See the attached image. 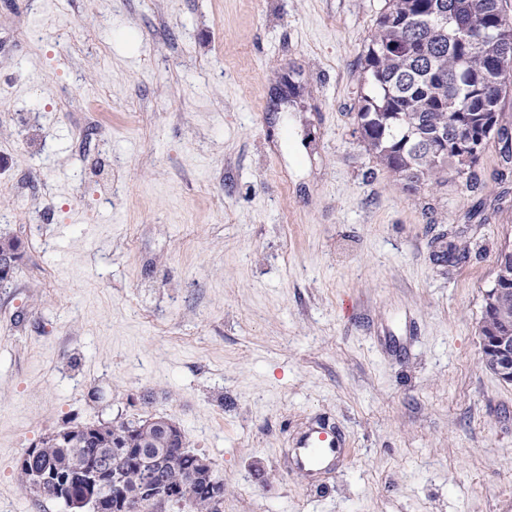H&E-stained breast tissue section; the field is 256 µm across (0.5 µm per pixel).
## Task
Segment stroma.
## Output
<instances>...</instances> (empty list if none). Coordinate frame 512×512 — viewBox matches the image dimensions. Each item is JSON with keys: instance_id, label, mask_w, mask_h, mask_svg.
Listing matches in <instances>:
<instances>
[{"instance_id": "stroma-1", "label": "stroma", "mask_w": 512, "mask_h": 512, "mask_svg": "<svg viewBox=\"0 0 512 512\" xmlns=\"http://www.w3.org/2000/svg\"><path fill=\"white\" fill-rule=\"evenodd\" d=\"M382 2L0 0V236L22 253L0 512H66L17 469L50 432L153 417L208 458L224 512H512V384L480 336L512 163L494 139L476 187L409 193L369 155ZM443 235L466 259L434 261ZM318 416L349 451L315 485L282 453Z\"/></svg>"}]
</instances>
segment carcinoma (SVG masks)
<instances>
[{"instance_id": "cac0c4a2", "label": "carcinoma", "mask_w": 512, "mask_h": 512, "mask_svg": "<svg viewBox=\"0 0 512 512\" xmlns=\"http://www.w3.org/2000/svg\"><path fill=\"white\" fill-rule=\"evenodd\" d=\"M364 85L356 113L359 139L413 193L427 178L471 183L488 142H504L503 94L512 83V16L501 0H385L364 55ZM495 288L509 292L491 318L512 323V248L497 256ZM39 454L18 465L23 487L44 470L93 469L115 476L104 512H221L205 458L185 447V435L162 419L77 426L40 442ZM189 494L185 504L169 492Z\"/></svg>"}]
</instances>
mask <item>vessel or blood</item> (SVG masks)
<instances>
[{
    "instance_id": "b4317fda",
    "label": "vessel or blood",
    "mask_w": 512,
    "mask_h": 512,
    "mask_svg": "<svg viewBox=\"0 0 512 512\" xmlns=\"http://www.w3.org/2000/svg\"><path fill=\"white\" fill-rule=\"evenodd\" d=\"M345 438L334 425L320 423L302 432L287 451L293 473L312 476L328 469Z\"/></svg>"
}]
</instances>
